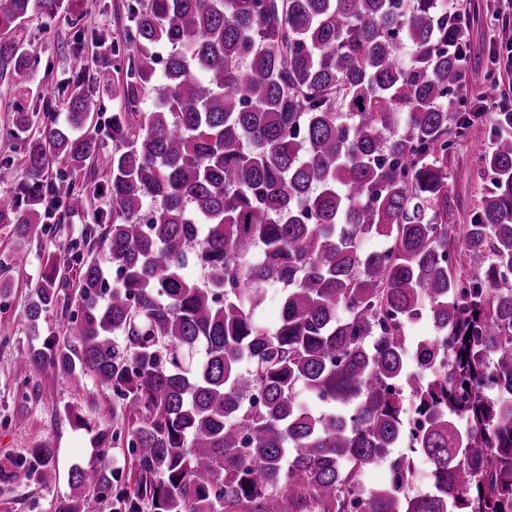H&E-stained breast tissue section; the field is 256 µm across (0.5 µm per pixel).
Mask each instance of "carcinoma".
Instances as JSON below:
<instances>
[{
    "label": "carcinoma",
    "instance_id": "carcinoma-1",
    "mask_svg": "<svg viewBox=\"0 0 512 512\" xmlns=\"http://www.w3.org/2000/svg\"><path fill=\"white\" fill-rule=\"evenodd\" d=\"M63 0H0V79L28 69L22 23ZM456 0H132L112 86V152L85 96L66 122L20 111L27 170L58 156L109 171L112 212L70 243L67 292L46 258L26 317L67 339L30 345L22 365L93 378L131 418L123 441L139 512H512V112L476 146L488 182L472 222L447 223L452 111L466 60ZM167 49L166 56L157 48ZM153 110L140 111L145 98ZM87 188L0 194L19 239ZM101 240L100 256L85 253ZM382 245L365 250L361 243ZM461 249L486 259L456 272ZM203 271L197 283L186 273ZM281 288L277 324L253 312ZM428 315L436 335L408 344ZM304 390L329 405L314 412ZM407 453H396L401 444ZM40 476L55 450L30 449ZM432 485L415 493V457ZM386 481L361 485L369 466ZM93 462L69 471L54 512L112 490Z\"/></svg>",
    "mask_w": 512,
    "mask_h": 512
}]
</instances>
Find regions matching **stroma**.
Instances as JSON below:
<instances>
[{"label": "stroma", "mask_w": 512, "mask_h": 512, "mask_svg": "<svg viewBox=\"0 0 512 512\" xmlns=\"http://www.w3.org/2000/svg\"><path fill=\"white\" fill-rule=\"evenodd\" d=\"M128 0H68L65 10L50 17L37 14L23 25L21 35L29 54L30 67L24 77L0 80V194L14 193L28 182L24 164V139L13 120L15 112L50 106L57 117H65L72 88H79L89 101V111L99 129L103 151H111L107 122L117 102L100 85L102 72L121 80L112 55L94 39L100 28H108L123 39ZM467 22V39L472 53L468 68L482 72L483 81L466 82L456 93L466 111L477 106L512 104V68L494 64L491 50L512 39V23L491 27L494 0H457ZM490 138L487 116H474L460 136L454 137L448 152V221L462 226L470 223L487 188L481 163L473 151L477 142ZM48 182L56 185L77 182L87 188L82 212L63 215L55 232L34 227L26 247L25 267L0 273L8 290L0 294V466L14 465L31 448L44 445L58 452V463L50 476L22 475L0 491V512H54L56 501L69 493L67 473L71 465L87 463L95 451L90 444L93 431H127L129 416L123 405L113 404L112 395L92 379L72 385L47 371L25 373L20 357L30 343L25 318L29 296L40 277L43 261L50 254L63 253L81 236L85 225L94 223L99 212L111 210L103 194L109 174L90 163L73 172L59 160L46 170ZM78 412L85 427H75L68 411Z\"/></svg>", "instance_id": "stroma-1"}]
</instances>
